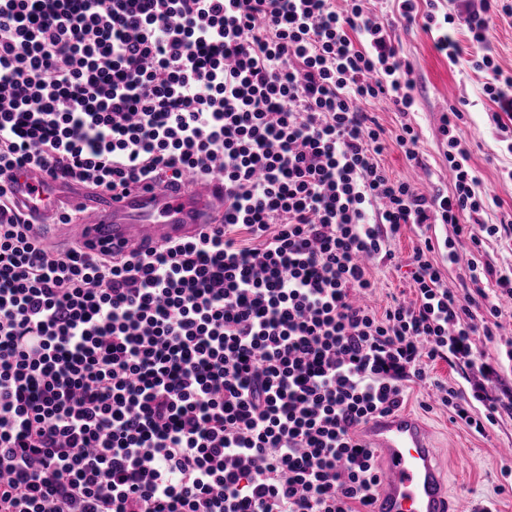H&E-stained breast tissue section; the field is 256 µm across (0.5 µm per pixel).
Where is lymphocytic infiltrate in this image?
<instances>
[{
  "instance_id": "lymphocytic-infiltrate-1",
  "label": "lymphocytic infiltrate",
  "mask_w": 512,
  "mask_h": 512,
  "mask_svg": "<svg viewBox=\"0 0 512 512\" xmlns=\"http://www.w3.org/2000/svg\"><path fill=\"white\" fill-rule=\"evenodd\" d=\"M0 0V512H370L380 480L360 423L399 411L427 362H483L498 295L442 285L432 225L474 247L484 206L461 112L440 132L453 188L426 196L380 163L366 106L414 105L366 0ZM512 113V77L473 60ZM39 165L100 190L224 181V221L115 256L58 249L11 207ZM417 299L357 303L405 225ZM484 309L482 319L474 312ZM453 421L501 410L446 388Z\"/></svg>"
}]
</instances>
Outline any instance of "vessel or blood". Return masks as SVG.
Here are the masks:
<instances>
[{"instance_id": "obj_1", "label": "vessel or blood", "mask_w": 512, "mask_h": 512, "mask_svg": "<svg viewBox=\"0 0 512 512\" xmlns=\"http://www.w3.org/2000/svg\"><path fill=\"white\" fill-rule=\"evenodd\" d=\"M16 210L48 241L90 254H126L198 238L224 220V182L187 175L181 183L88 196L40 167L16 171L10 182ZM79 210L60 224L61 207ZM361 439L378 456L380 483L371 512H458L426 425L407 413L367 421Z\"/></svg>"}]
</instances>
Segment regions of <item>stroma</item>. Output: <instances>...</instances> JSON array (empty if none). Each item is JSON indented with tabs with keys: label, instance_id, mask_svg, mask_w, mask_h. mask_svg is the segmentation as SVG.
<instances>
[{
	"label": "stroma",
	"instance_id": "stroma-1",
	"mask_svg": "<svg viewBox=\"0 0 512 512\" xmlns=\"http://www.w3.org/2000/svg\"><path fill=\"white\" fill-rule=\"evenodd\" d=\"M371 9L379 22L388 25L397 51L410 68L416 103L413 112L406 115L394 112L383 101L370 104L369 110L388 130H395L401 121L408 120L420 135L418 162L408 161L391 141L381 156L382 165L392 179L408 183L417 193L429 195L439 188L451 189L452 174L444 157L441 118L450 107L462 108L461 137L470 154L469 164L478 179V189L486 198L479 219L496 224L512 216V152L507 149L505 133L489 119L498 106L482 92L486 75L470 66L471 60L488 54L504 74L512 75V16L494 17L488 40L481 45L473 43L465 29L456 28L454 36L461 53L453 64L435 49L434 33L398 18L397 0H373ZM431 232L441 239L455 238L456 264H448L438 253L433 259L442 270L444 287L466 292L472 286L468 263L475 254L471 241L455 237L449 224L433 225ZM420 243L418 229L405 226L388 243L394 261L370 266L375 288L367 302L376 312H384L396 301L414 303L408 258ZM499 323L495 341L482 346L488 362L496 366L492 377H485L476 366L437 360L427 365L434 385L439 382L468 393L481 389L493 397L511 398L512 363L503 354L512 348V300L502 301ZM434 385H410L402 410L419 416L429 426L449 488L460 502V512H512V492L500 489L501 470L512 463L507 454L512 448V414H502L485 434H475L451 419L447 408L439 404Z\"/></svg>",
	"mask_w": 512,
	"mask_h": 512
}]
</instances>
